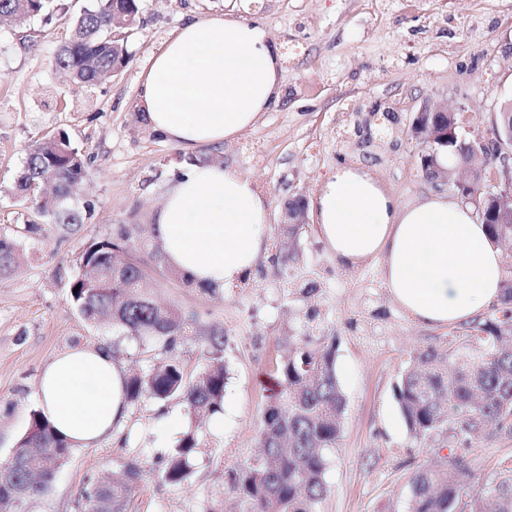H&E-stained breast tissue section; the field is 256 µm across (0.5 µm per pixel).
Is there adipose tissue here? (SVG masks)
Returning <instances> with one entry per match:
<instances>
[{
  "mask_svg": "<svg viewBox=\"0 0 512 512\" xmlns=\"http://www.w3.org/2000/svg\"><path fill=\"white\" fill-rule=\"evenodd\" d=\"M280 70L268 31L228 16L187 22L146 62L136 108L187 159L166 186L154 232L167 264L201 286L221 288L251 273L264 249L268 204L250 177L193 157L254 128L279 99ZM311 205L337 264L352 270L377 260L390 299L415 324L463 325L498 304L502 251L457 199L431 193L403 204L368 169L343 166ZM125 381L109 351L71 350L42 372L39 408L69 443L91 446L122 424Z\"/></svg>",
  "mask_w": 512,
  "mask_h": 512,
  "instance_id": "1",
  "label": "adipose tissue"
}]
</instances>
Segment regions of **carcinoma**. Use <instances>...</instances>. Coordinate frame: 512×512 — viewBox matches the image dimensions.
I'll use <instances>...</instances> for the list:
<instances>
[{
	"mask_svg": "<svg viewBox=\"0 0 512 512\" xmlns=\"http://www.w3.org/2000/svg\"><path fill=\"white\" fill-rule=\"evenodd\" d=\"M50 0H0V23L20 22L43 14ZM138 0H95L74 21L70 36L54 59L56 69L72 81L93 86L128 62L124 39L117 30L137 20ZM491 143L456 139L448 153L459 162L472 146L485 154L486 168L497 167L498 139H507L501 124L491 130ZM90 162L69 137L37 139L28 147L18 178L26 201L52 224L84 223L93 211L75 197L90 175ZM490 234L512 248V224H490ZM139 224H119L112 234L92 242L79 259L71 280V303L85 319L112 321L119 333L141 343L170 347L189 334L190 323L174 307H162L153 297L155 281L138 252L150 249L157 265L165 262L160 243L141 237ZM16 240L0 235V274L11 270ZM497 315L476 327L463 346H428L410 355L395 397L409 433L426 440L445 431L448 460L440 468L423 465L410 478L406 512H512V481L502 480L483 499L465 500L467 479L456 456L471 447L488 425L512 434V278L503 282ZM222 344L212 341L206 367L187 380L181 364L170 359L141 375L127 378L126 399H178L195 420L210 419L222 410L226 370ZM283 392L262 413L259 440L262 452L245 467L230 470V489L243 512H316L327 488L326 451L336 447L345 398L336 374L334 350L297 342L277 367ZM71 453L41 412L31 414L29 427L12 456L0 462V512H19L28 499L47 493ZM198 441L192 430L183 434L170 453L163 473L172 484L193 474ZM143 469L130 463L82 491L87 512H126Z\"/></svg>",
	"mask_w": 512,
	"mask_h": 512,
	"instance_id": "obj_1",
	"label": "carcinoma"
}]
</instances>
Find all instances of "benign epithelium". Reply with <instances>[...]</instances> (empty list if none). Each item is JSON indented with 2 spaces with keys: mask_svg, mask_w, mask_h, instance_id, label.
Listing matches in <instances>:
<instances>
[{
  "mask_svg": "<svg viewBox=\"0 0 512 512\" xmlns=\"http://www.w3.org/2000/svg\"><path fill=\"white\" fill-rule=\"evenodd\" d=\"M464 114L446 106L427 104L413 118L409 126V135L419 144V166L422 178L438 187L453 183L460 198L475 206L480 218L494 219L496 224L512 223V149L498 154L500 166L485 174V167H476L459 163V168L470 171L467 178L453 177V170L437 163L438 146L448 145V136L454 130L465 127ZM284 224L307 223L305 202L289 206L282 217Z\"/></svg>",
  "mask_w": 512,
  "mask_h": 512,
  "instance_id": "7a95c632",
  "label": "benign epithelium"
}]
</instances>
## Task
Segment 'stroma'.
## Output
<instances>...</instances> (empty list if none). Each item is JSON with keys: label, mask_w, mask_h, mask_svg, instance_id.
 Returning a JSON list of instances; mask_svg holds the SVG:
<instances>
[{"label": "stroma", "mask_w": 512, "mask_h": 512, "mask_svg": "<svg viewBox=\"0 0 512 512\" xmlns=\"http://www.w3.org/2000/svg\"><path fill=\"white\" fill-rule=\"evenodd\" d=\"M92 4L54 0L49 13L0 26V232L17 241V259L0 276V461L39 408L43 370L77 347L110 348L127 375L174 358L192 378L220 335L224 418L197 428L194 472L173 485L163 477L167 456L193 428L184 404H129L112 439L73 448L50 491L25 512H84L81 490L130 462L144 471L128 512H237L227 472L257 454L263 409L281 390L276 365L302 336L333 346L345 397L316 512H405L411 474L437 459L440 443L409 434L395 386L414 351L447 347L469 329L416 325L391 302L376 261L342 269L315 223L286 242L280 222L289 201L312 199L340 166L367 167L404 204L431 193L405 128L424 104L440 103L464 110L471 133L489 135L512 101V0H139L126 66L84 87L68 82L54 57ZM218 15L264 26L282 56L278 104L222 148L199 151L251 177L266 196L269 247L243 287L213 291L183 285L141 252L157 301L177 307L193 329L172 349L145 346L85 320L69 283L83 251L115 225H150L181 153L139 121L140 74L181 25ZM61 133L91 161L82 198L94 212L71 229L42 222L16 190L28 145ZM31 222L38 233L24 232ZM309 281L317 291L300 293ZM461 465L475 478L472 493H489L512 471V437L487 428Z\"/></svg>", "instance_id": "obj_1"}]
</instances>
